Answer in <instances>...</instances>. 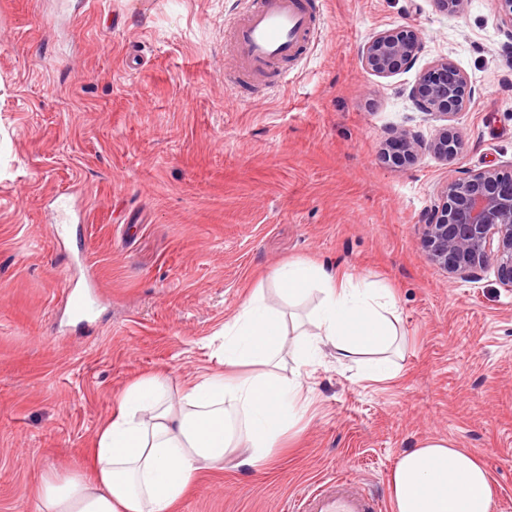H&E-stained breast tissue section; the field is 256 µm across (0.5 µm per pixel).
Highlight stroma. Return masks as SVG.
Segmentation results:
<instances>
[{
  "instance_id": "stroma-1",
  "label": "stroma",
  "mask_w": 512,
  "mask_h": 512,
  "mask_svg": "<svg viewBox=\"0 0 512 512\" xmlns=\"http://www.w3.org/2000/svg\"><path fill=\"white\" fill-rule=\"evenodd\" d=\"M247 0H0V512H31L52 472L81 470L122 390L218 368L219 331L254 290L312 329V291L272 279L293 261L389 288L399 337L384 381L324 348L309 405L275 464L202 471L174 512H290L337 473L390 501L402 452L450 440L485 466L512 512V288L493 270L448 280L422 246L448 180L512 166V57L496 0L464 15L433 0H314L324 25L288 84L224 87L225 23ZM418 29L413 68L368 73L359 45ZM449 58L474 94L446 163L395 169L389 132L430 139L408 98ZM72 222L53 234L58 200ZM97 286L81 323L65 283Z\"/></svg>"
}]
</instances>
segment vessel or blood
Segmentation results:
<instances>
[{
	"label": "vessel or blood",
	"instance_id": "b4317fda",
	"mask_svg": "<svg viewBox=\"0 0 512 512\" xmlns=\"http://www.w3.org/2000/svg\"><path fill=\"white\" fill-rule=\"evenodd\" d=\"M231 42L230 65L238 78L269 88L282 86L286 77L278 62L298 57L320 38L310 0H249L245 14L226 24ZM384 504L355 486L354 480L332 476L302 494L295 512H383Z\"/></svg>",
	"mask_w": 512,
	"mask_h": 512
}]
</instances>
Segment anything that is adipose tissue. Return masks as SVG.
<instances>
[{"mask_svg": "<svg viewBox=\"0 0 512 512\" xmlns=\"http://www.w3.org/2000/svg\"><path fill=\"white\" fill-rule=\"evenodd\" d=\"M274 279L288 297L313 289L322 295L315 331L299 343V369L287 368L284 312L263 294L251 295L224 325L219 369L177 391L161 373L129 384L87 450V471L44 477L35 512H173L228 449H244V471L267 466L302 416L300 368L314 365L323 347L360 358L371 378L394 377L390 353L398 330L389 289L358 288L305 262L284 265ZM245 365L251 373H242ZM390 494L394 512H492L496 489L473 455L433 438L401 454Z\"/></svg>", "mask_w": 512, "mask_h": 512, "instance_id": "adipose-tissue-1", "label": "adipose tissue"}]
</instances>
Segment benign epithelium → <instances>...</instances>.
Segmentation results:
<instances>
[{
    "label": "benign epithelium",
    "mask_w": 512,
    "mask_h": 512,
    "mask_svg": "<svg viewBox=\"0 0 512 512\" xmlns=\"http://www.w3.org/2000/svg\"><path fill=\"white\" fill-rule=\"evenodd\" d=\"M420 52V35L410 26L379 32L358 48L363 68L378 77L411 68ZM408 96L416 111L444 125L427 143L411 128L392 130L385 161L403 168L423 148L454 161L465 139L449 121L472 96L464 73L451 60H438L421 71ZM423 247L426 258L450 280L473 279L491 268L501 284L512 288V170L484 168L448 181L439 202L424 215Z\"/></svg>",
    "instance_id": "1"
}]
</instances>
